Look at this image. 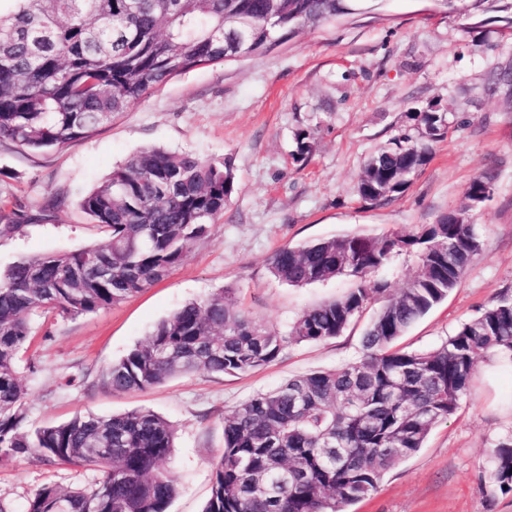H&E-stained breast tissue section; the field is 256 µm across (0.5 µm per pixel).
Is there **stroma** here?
<instances>
[{
	"instance_id": "35a3bbf8",
	"label": "stroma",
	"mask_w": 512,
	"mask_h": 512,
	"mask_svg": "<svg viewBox=\"0 0 512 512\" xmlns=\"http://www.w3.org/2000/svg\"><path fill=\"white\" fill-rule=\"evenodd\" d=\"M431 103L447 115L446 138L434 144L405 193L364 204L358 186L366 161L409 131V113ZM300 128L310 131L313 145L304 163L293 156ZM149 147L230 162L236 194L209 235L153 287L91 314L34 318L28 355L37 370L23 365L19 375L29 431L77 414L138 407L173 424L168 468L178 491L170 512H202L224 449L225 416L293 377L357 360L364 328L379 308L369 303L336 338L287 343L274 362L246 373L178 375L146 391L104 387L102 370L185 303L224 288L252 320L288 333L305 309L345 295L356 282L343 275L287 286L268 270L273 252L437 224L451 212L476 226L480 252L400 346L434 349L481 307L512 292V22L502 14L468 18L444 13L434 0H371L264 55L174 77L91 138L40 152L1 143L0 201L22 219L0 237V269L98 242L102 233L81 199ZM489 170V198L470 205L467 186ZM51 199L54 209L42 213ZM511 438L512 363L488 353L456 413L350 512H512V492L501 493L489 471L491 450ZM97 477L31 455L0 464V501L21 512L43 485H88Z\"/></svg>"
}]
</instances>
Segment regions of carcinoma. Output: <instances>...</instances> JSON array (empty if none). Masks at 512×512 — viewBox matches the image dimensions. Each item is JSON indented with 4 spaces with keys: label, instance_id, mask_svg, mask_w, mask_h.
Returning <instances> with one entry per match:
<instances>
[{
    "label": "carcinoma",
    "instance_id": "cac0c4a2",
    "mask_svg": "<svg viewBox=\"0 0 512 512\" xmlns=\"http://www.w3.org/2000/svg\"><path fill=\"white\" fill-rule=\"evenodd\" d=\"M0 9V142L64 147L95 135L120 112L174 76L237 60L224 34L246 23L253 55L365 0H9ZM452 12H485L512 0H438ZM418 138L391 139L366 164L360 198L377 204L404 192L447 133L446 113L430 104L410 115ZM294 158L308 160L310 133L294 135ZM493 176L473 179L466 198L483 202ZM236 192L231 164L147 148L114 169L81 202L104 239L70 252L21 259L0 272V462L37 455L50 464L94 470L91 488L46 485L23 512H169L177 484L167 468L175 430L148 408L92 414L25 430L26 387L19 355L32 342V318L94 313L166 278L188 247L224 214ZM480 250L462 221L405 233L347 234L273 253L269 270L293 287L349 274L341 298L304 310L289 334L254 322L220 289L160 321L102 372L113 391L152 388L194 372H246L275 361L288 340L335 338L388 283L372 280L409 253L420 272L378 309L363 355L332 370L289 379L239 404L224 420L204 512H349L377 492L383 476L417 453L432 429L467 394L476 362L512 351V294L504 293L429 351L398 340L448 298ZM501 493L512 492V441L490 457Z\"/></svg>",
    "mask_w": 512,
    "mask_h": 512
}]
</instances>
